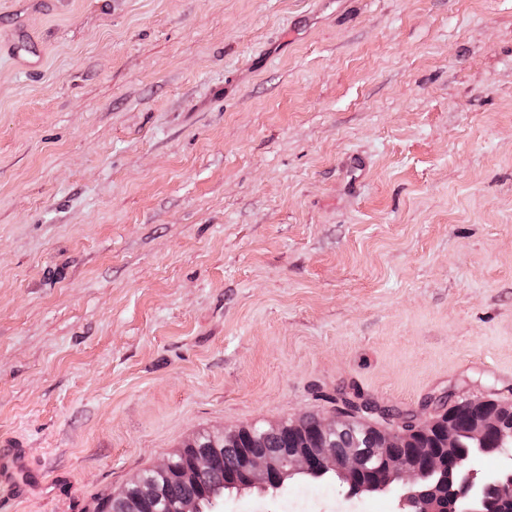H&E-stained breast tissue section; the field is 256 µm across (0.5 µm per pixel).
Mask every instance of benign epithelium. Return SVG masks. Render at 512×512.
Here are the masks:
<instances>
[{
    "instance_id": "1",
    "label": "benign epithelium",
    "mask_w": 512,
    "mask_h": 512,
    "mask_svg": "<svg viewBox=\"0 0 512 512\" xmlns=\"http://www.w3.org/2000/svg\"><path fill=\"white\" fill-rule=\"evenodd\" d=\"M364 406L353 400L328 418L311 423L312 437L302 448H291L279 457L264 456L253 450L259 436L240 427L214 432L224 441H243L249 448L237 467L224 468V485L232 490L273 489L279 491L289 478L311 471L332 472L348 486L347 495L390 491L398 501L397 512H512V402L472 399L460 404L458 414L465 417L460 428L455 415L440 419L413 420L396 430L377 431L374 449L376 473L368 475V466L354 449L344 454L327 448L324 442L344 425L355 424L366 430L374 425L360 416ZM431 438L433 446L419 445L413 453H396L413 442L412 436ZM483 448H495L502 457L501 467L485 471L457 460L461 437ZM156 481L142 486L146 498L159 497L169 482L194 484L203 489L212 474L208 457L196 455L177 465L166 457L155 468ZM202 499L166 502L167 512H201Z\"/></svg>"
}]
</instances>
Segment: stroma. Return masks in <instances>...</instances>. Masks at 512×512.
<instances>
[{"label": "stroma", "mask_w": 512, "mask_h": 512, "mask_svg": "<svg viewBox=\"0 0 512 512\" xmlns=\"http://www.w3.org/2000/svg\"><path fill=\"white\" fill-rule=\"evenodd\" d=\"M0 54V512L194 435L512 401V0H54ZM336 476L223 512H394ZM9 50L13 55L21 58L30 69L39 67L41 55L37 45L27 33L23 11L16 14L14 36Z\"/></svg>", "instance_id": "1"}]
</instances>
